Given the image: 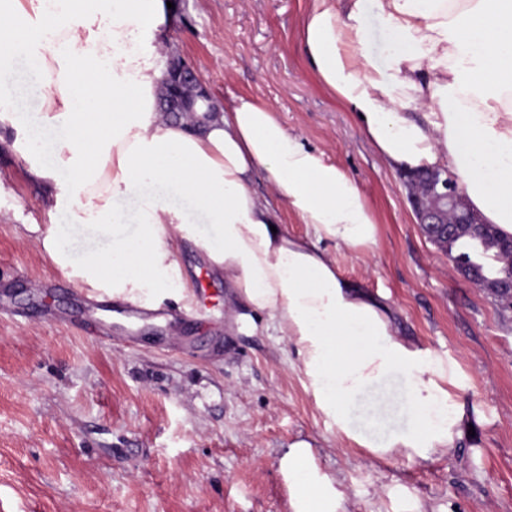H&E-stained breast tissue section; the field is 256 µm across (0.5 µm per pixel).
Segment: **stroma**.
Wrapping results in <instances>:
<instances>
[{"label": "stroma", "instance_id": "35a3bbf8", "mask_svg": "<svg viewBox=\"0 0 512 512\" xmlns=\"http://www.w3.org/2000/svg\"><path fill=\"white\" fill-rule=\"evenodd\" d=\"M170 47L213 99L271 106L282 124L359 186L376 245L334 246L341 271L399 313L405 337L448 365L473 426L429 460H379L336 434L293 363L292 344L231 320L224 276L193 244L176 247L184 297L155 298L185 317L176 348L126 322L87 337L88 285L37 243L30 225L57 224L72 255L103 245L48 212L40 186L0 130V512H291L279 462L304 441L341 483L346 512H512V315L448 269L424 238L400 171L390 169L352 112L312 72L298 30L308 0H174ZM55 283L53 296L35 289Z\"/></svg>", "mask_w": 512, "mask_h": 512}]
</instances>
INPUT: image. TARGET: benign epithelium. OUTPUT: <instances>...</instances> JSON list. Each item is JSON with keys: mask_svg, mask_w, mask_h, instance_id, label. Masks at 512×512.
<instances>
[{"mask_svg": "<svg viewBox=\"0 0 512 512\" xmlns=\"http://www.w3.org/2000/svg\"><path fill=\"white\" fill-rule=\"evenodd\" d=\"M172 90V109L176 112L182 114L194 111V105L199 99L210 103V111H219L207 88L193 68L186 63L174 71ZM405 181L421 234L448 256V264L453 270L491 295L501 308L511 313L512 242L501 249L495 248L489 237V225L482 223L479 216L470 209L456 178L448 171L433 168L422 177L407 176ZM462 236L480 241L485 248L496 249L499 261L495 272L484 274L477 267L463 265L456 260L451 253V247Z\"/></svg>", "mask_w": 512, "mask_h": 512, "instance_id": "7a95c632", "label": "benign epithelium"}]
</instances>
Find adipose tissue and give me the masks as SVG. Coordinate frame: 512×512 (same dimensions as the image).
I'll use <instances>...</instances> for the list:
<instances>
[{"label":"adipose tissue","mask_w":512,"mask_h":512,"mask_svg":"<svg viewBox=\"0 0 512 512\" xmlns=\"http://www.w3.org/2000/svg\"><path fill=\"white\" fill-rule=\"evenodd\" d=\"M362 5L311 0L299 39L318 81L349 106L391 168L448 170L482 220L512 235V0H372L387 33L382 65L364 49ZM171 19L167 0H0V128L11 131L49 208L68 202L71 224L105 240L76 262L55 231L42 248L135 303L183 289L174 244L193 241L224 273L229 314L246 323L250 312L267 313L294 345L304 386L339 435L379 459H426L450 447L465 420L452 377L323 247L376 244L358 185L264 102L176 119L159 112ZM20 55L36 74L30 120L13 80ZM260 170L271 197L251 187ZM128 199L137 205L132 233L121 225ZM274 199L305 235L281 226ZM192 212L214 237L199 234ZM395 380L405 423L377 439L355 409L368 399L374 413L386 410ZM280 467L293 512H346L343 491L307 443L289 448Z\"/></svg>","instance_id":"adipose-tissue-1"}]
</instances>
